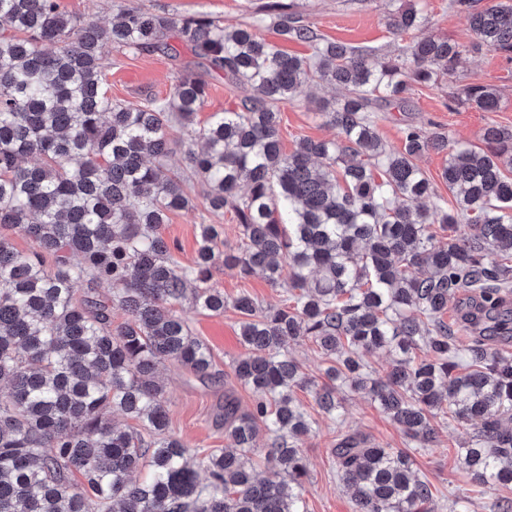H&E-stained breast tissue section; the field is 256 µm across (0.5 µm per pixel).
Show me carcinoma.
I'll return each mask as SVG.
<instances>
[{"mask_svg": "<svg viewBox=\"0 0 512 512\" xmlns=\"http://www.w3.org/2000/svg\"><path fill=\"white\" fill-rule=\"evenodd\" d=\"M450 6L467 14L476 46L512 59L509 0ZM269 9L279 35L310 56L207 16L127 9L101 26L57 0H0V380L10 385L0 399V512H306L298 442L313 420L296 393L334 417L343 388L367 394L412 448L436 441L441 414L473 427L459 465L475 492L501 493L497 512H512V353L494 346L512 340L503 298L512 295V178L501 167L505 154L512 165V129L490 124L476 146L407 124L391 151L374 113L405 110L411 86L453 73L467 46L424 32L416 0L391 13L399 44L382 55L320 38L278 2ZM173 31L247 91L237 108L197 124L207 85L189 72L166 97L108 96V49L168 51ZM320 83L344 90L317 105L336 137L302 138L288 153L279 104ZM460 99L500 109L489 85H468ZM177 145L180 171L167 164ZM429 151L447 153L450 209L425 203L435 189L416 159ZM197 184L210 211L234 213L240 240L221 251V226L200 224L184 266L161 228L193 205ZM11 233L35 250L17 251ZM490 253L499 260L486 261ZM219 260L241 279L262 271L286 289L285 303L224 300L210 285ZM461 292L478 294L464 320L483 332L466 344L465 326L443 318ZM187 298L209 314L239 313L249 355L233 371L253 393L247 410L224 396L233 448L199 458L204 481L191 449L168 433L158 374L175 362L203 384L216 378L210 348L174 310ZM114 307L127 316L116 328ZM298 341L324 356L323 380L288 351ZM377 349L393 356L382 376L360 359ZM116 411L135 425L117 426ZM261 426L277 481L257 478L248 461ZM331 452L355 512H430L431 485L408 450L347 434Z\"/></svg>", "mask_w": 512, "mask_h": 512, "instance_id": "cac0c4a2", "label": "carcinoma"}]
</instances>
